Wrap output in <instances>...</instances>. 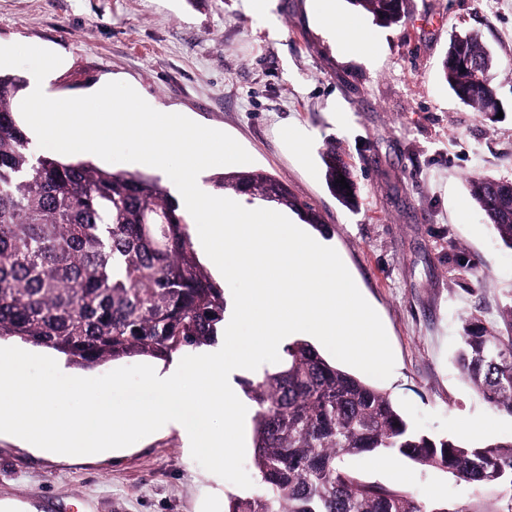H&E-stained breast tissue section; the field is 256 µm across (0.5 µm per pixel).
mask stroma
<instances>
[{"label": "stroma", "mask_w": 512, "mask_h": 512, "mask_svg": "<svg viewBox=\"0 0 512 512\" xmlns=\"http://www.w3.org/2000/svg\"><path fill=\"white\" fill-rule=\"evenodd\" d=\"M0 0V46L58 53L49 93L80 97L122 81L161 112L224 131L251 170L284 184L322 216L361 294L380 316L395 367L379 388L436 439L512 440V416L482 403L455 355L461 318L503 328L512 301V250L471 194L476 176L512 179V0H411L405 22L359 15L357 50L322 22V0ZM476 31L494 52L497 112L450 92V38ZM300 134L305 154L289 133ZM335 146L359 188L357 207L328 190L321 154ZM468 254L473 272L456 259ZM364 480L403 486L426 504L472 512L494 500L444 471L388 451L349 458ZM410 473L399 483L395 469ZM238 486L197 464L178 430L78 459L0 435V501L38 512H225Z\"/></svg>", "instance_id": "obj_1"}]
</instances>
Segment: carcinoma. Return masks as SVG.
<instances>
[{"mask_svg":"<svg viewBox=\"0 0 512 512\" xmlns=\"http://www.w3.org/2000/svg\"><path fill=\"white\" fill-rule=\"evenodd\" d=\"M408 0H348L382 26L407 17ZM495 61L472 31L450 41L444 79L477 112L496 110ZM26 81L0 73V338L15 337L90 369L135 356L170 358L214 342L224 321V288L193 250L188 218L158 178L107 171L89 162L36 155L15 117ZM328 188L347 207L357 186L342 158L323 154ZM344 176L349 188L336 183ZM225 191L276 204L322 228L319 212L281 181L240 171L217 177ZM473 197L512 250V179L477 177ZM507 334L476 315L462 319L457 363L475 395L512 415V303ZM256 404L257 488L229 498L227 512H448L408 491L369 483L345 464L388 450L498 491L512 512V442L462 445L411 427L390 395L320 355L307 340L284 348L278 367L248 382Z\"/></svg>","mask_w":512,"mask_h":512,"instance_id":"carcinoma-1","label":"carcinoma"}]
</instances>
